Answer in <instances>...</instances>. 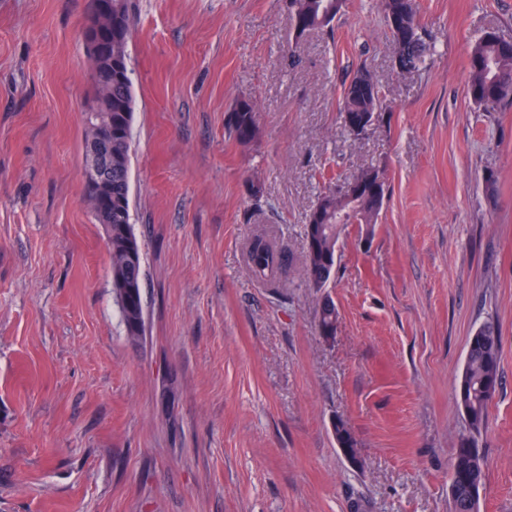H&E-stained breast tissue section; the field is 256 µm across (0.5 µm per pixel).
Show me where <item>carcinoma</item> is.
I'll use <instances>...</instances> for the list:
<instances>
[{
	"mask_svg": "<svg viewBox=\"0 0 512 512\" xmlns=\"http://www.w3.org/2000/svg\"><path fill=\"white\" fill-rule=\"evenodd\" d=\"M387 25L405 70L422 61L429 46L417 18L416 0H381ZM295 39L312 31L333 27L342 13L336 0H288ZM134 25L132 0H112V56L128 60V43ZM468 94L485 112H497L512 99V41L490 32L470 52ZM383 103L374 90L372 77L357 72L344 86L340 112H380ZM134 112L132 81L129 73L112 71V288L114 293L130 289L139 299L128 310L120 307L126 334L144 333V309L141 291L142 253L130 223L131 125ZM227 129L241 145L247 146L259 134L257 111L248 99L239 100L230 111ZM355 183L362 187L355 205L345 203L337 191L320 196L305 225L307 241L303 275L313 288H327L336 264V225L374 224L386 198V177L371 167L362 170ZM254 275L269 287H278L279 273L287 264L285 251L262 235L255 236L247 250ZM338 313L329 298L319 310L318 330L332 336ZM501 340L494 325L478 328L467 343L465 366L458 387V404L469 427L459 437L450 462V493L453 512H471L473 490L485 481L487 461L477 437L484 429L489 406L500 384ZM334 434L351 458L358 454L357 443L346 424L338 419Z\"/></svg>",
	"mask_w": 512,
	"mask_h": 512,
	"instance_id": "cac0c4a2",
	"label": "carcinoma"
}]
</instances>
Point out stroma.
<instances>
[{
    "instance_id": "stroma-1",
    "label": "stroma",
    "mask_w": 512,
    "mask_h": 512,
    "mask_svg": "<svg viewBox=\"0 0 512 512\" xmlns=\"http://www.w3.org/2000/svg\"><path fill=\"white\" fill-rule=\"evenodd\" d=\"M133 3L135 342L83 178L90 0H0V512H452L458 384L488 322L478 512H512V103L467 94L471 48L512 37V0H417L430 51L408 73L380 0L299 40L286 0ZM362 68L384 110L355 136L339 104ZM242 99L246 148L226 128ZM371 166L377 222L345 225L329 288L309 287L313 205ZM258 235L286 251L280 287L247 263ZM226 127L233 138L243 146L255 141L259 127L254 104L249 99L239 100L229 113Z\"/></svg>"
}]
</instances>
